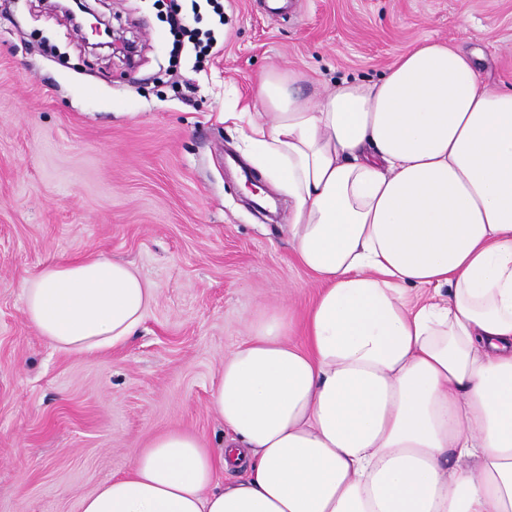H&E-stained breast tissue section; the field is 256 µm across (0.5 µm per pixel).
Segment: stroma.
<instances>
[{
    "label": "stroma",
    "instance_id": "stroma-1",
    "mask_svg": "<svg viewBox=\"0 0 512 512\" xmlns=\"http://www.w3.org/2000/svg\"><path fill=\"white\" fill-rule=\"evenodd\" d=\"M224 44L203 71L174 47L170 0H97L137 40L134 64L94 53L42 0H0V512H80L159 434L216 452L209 408L252 320L316 293L274 216L251 208L240 132L269 71L302 91L378 80L424 40L472 54L512 87V0H223ZM132 262L156 297L117 347L65 352L24 319L22 283L59 259Z\"/></svg>",
    "mask_w": 512,
    "mask_h": 512
}]
</instances>
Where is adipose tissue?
<instances>
[{"label":"adipose tissue","mask_w":512,"mask_h":512,"mask_svg":"<svg viewBox=\"0 0 512 512\" xmlns=\"http://www.w3.org/2000/svg\"><path fill=\"white\" fill-rule=\"evenodd\" d=\"M303 80L269 72L253 111L224 115L293 201L318 285L301 342L285 313L253 321L211 392L219 453L160 434L81 512H512V88L429 40L376 81L314 99ZM22 288L66 352L122 344L155 300L103 256Z\"/></svg>","instance_id":"obj_1"}]
</instances>
